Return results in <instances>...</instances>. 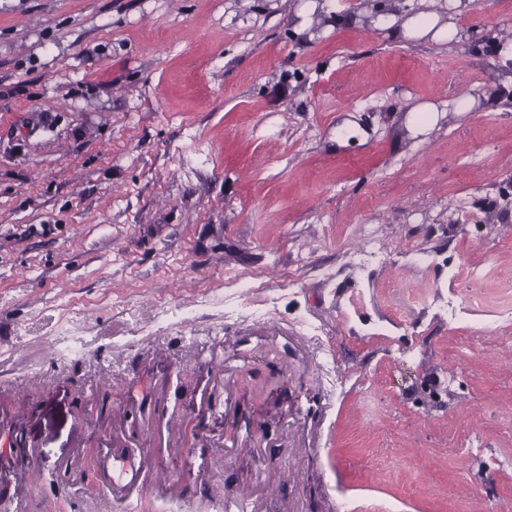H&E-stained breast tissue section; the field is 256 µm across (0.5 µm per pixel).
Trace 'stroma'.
Segmentation results:
<instances>
[{
	"label": "stroma",
	"mask_w": 512,
	"mask_h": 512,
	"mask_svg": "<svg viewBox=\"0 0 512 512\" xmlns=\"http://www.w3.org/2000/svg\"><path fill=\"white\" fill-rule=\"evenodd\" d=\"M505 45L512 0H0V512H512ZM452 17L448 16V22L437 27L440 17L435 13L420 12L412 15L397 25V18L393 15L380 16L378 22L385 29L390 30V35L395 40L423 38L432 32L431 38L436 41L447 39L454 33L455 27ZM142 463V459L134 458L112 463V484L118 482H125L126 485L133 484Z\"/></svg>",
	"instance_id": "stroma-1"
}]
</instances>
